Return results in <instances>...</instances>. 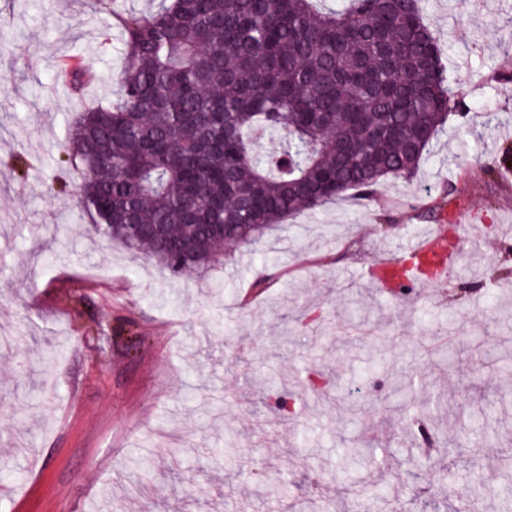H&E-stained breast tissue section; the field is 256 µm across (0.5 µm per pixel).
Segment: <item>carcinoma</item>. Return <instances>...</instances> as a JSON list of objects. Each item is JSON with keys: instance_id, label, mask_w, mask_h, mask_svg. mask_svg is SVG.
<instances>
[{"instance_id": "carcinoma-1", "label": "carcinoma", "mask_w": 512, "mask_h": 512, "mask_svg": "<svg viewBox=\"0 0 512 512\" xmlns=\"http://www.w3.org/2000/svg\"><path fill=\"white\" fill-rule=\"evenodd\" d=\"M116 18L119 99L82 111L66 149L94 234L170 280L205 274L218 250L348 193L371 200L410 180L451 113L448 83L421 0H171ZM277 140L259 155L260 137ZM398 275L422 271L414 257ZM264 403L282 422L293 398L273 381Z\"/></svg>"}]
</instances>
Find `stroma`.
I'll return each instance as SVG.
<instances>
[{"label":"stroma","instance_id":"35a3bbf8","mask_svg":"<svg viewBox=\"0 0 512 512\" xmlns=\"http://www.w3.org/2000/svg\"><path fill=\"white\" fill-rule=\"evenodd\" d=\"M422 8L471 121L452 118L412 180L295 214L207 277L172 282L51 189L81 181L68 124L116 92L120 41L104 38L91 0H0V331L17 338L0 348V512H365L387 485L404 512L417 492L479 485L476 512H512L495 480L512 448V361L469 366L475 343L512 348V165L498 166L512 144V76H500L512 0ZM66 59L95 63L83 94L58 76ZM485 112L499 124L484 126ZM442 219L465 229L456 272L403 300L375 290L370 269ZM352 288L370 291L373 339L282 340L305 312L353 318ZM310 370L326 393L308 390ZM396 376L420 386L397 393ZM269 380L295 395L293 423L260 405ZM427 401L442 405L429 455L396 437ZM373 437L378 465L354 460ZM147 458L154 480L132 488Z\"/></svg>","mask_w":512,"mask_h":512}]
</instances>
